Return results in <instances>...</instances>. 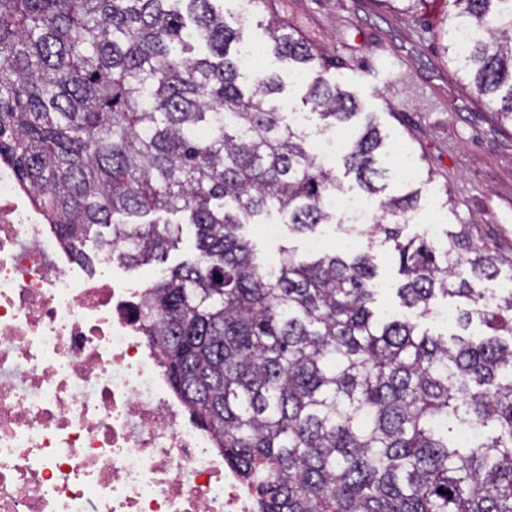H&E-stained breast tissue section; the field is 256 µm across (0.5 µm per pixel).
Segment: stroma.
I'll use <instances>...</instances> for the list:
<instances>
[{
	"mask_svg": "<svg viewBox=\"0 0 512 512\" xmlns=\"http://www.w3.org/2000/svg\"><path fill=\"white\" fill-rule=\"evenodd\" d=\"M281 19L296 28L321 57L334 62L333 78L352 92L363 115L372 116L398 156L389 165L387 194L405 183L420 188L416 211L403 228L407 237L460 224L512 253V123L498 118L460 81L444 54L446 0H423L410 13L388 0H275ZM259 66L283 85L277 100L286 122L316 133L321 125L301 97L305 85L274 55ZM371 248L381 292L378 305L400 312L394 288L397 266L388 247Z\"/></svg>",
	"mask_w": 512,
	"mask_h": 512,
	"instance_id": "obj_1",
	"label": "stroma"
}]
</instances>
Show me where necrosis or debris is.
I'll return each mask as SVG.
<instances>
[{
	"mask_svg": "<svg viewBox=\"0 0 512 512\" xmlns=\"http://www.w3.org/2000/svg\"><path fill=\"white\" fill-rule=\"evenodd\" d=\"M63 253L0 163V512H258L146 343L143 291Z\"/></svg>",
	"mask_w": 512,
	"mask_h": 512,
	"instance_id": "necrosis-or-debris-1",
	"label": "necrosis or debris"
}]
</instances>
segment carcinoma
Instances as JSON below:
<instances>
[{"mask_svg": "<svg viewBox=\"0 0 512 512\" xmlns=\"http://www.w3.org/2000/svg\"><path fill=\"white\" fill-rule=\"evenodd\" d=\"M218 0H0V161L33 194L75 261L93 243L123 265L162 259L187 214L193 258L145 288L146 334L173 389L260 512H512V290L480 287L512 258L461 224L437 243L366 224L351 257L257 256L244 226L277 213L311 236L345 192L309 134L282 122L278 78L240 79L237 31ZM267 49L309 74L303 104L349 131L342 160L382 191L386 136L353 126L355 96L263 0ZM445 50L512 122V0H451ZM418 191L380 200L403 217ZM111 229L110 235L103 230ZM389 245L400 305L466 307L447 338L375 309L371 249ZM482 337L465 333L473 321ZM482 429L461 445L458 426Z\"/></svg>", "mask_w": 512, "mask_h": 512, "instance_id": "1", "label": "carcinoma"}]
</instances>
